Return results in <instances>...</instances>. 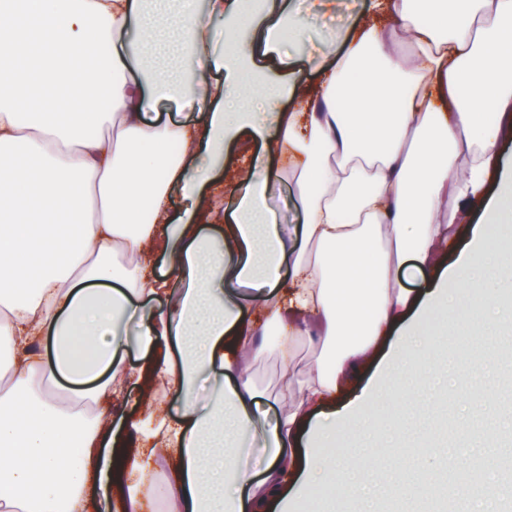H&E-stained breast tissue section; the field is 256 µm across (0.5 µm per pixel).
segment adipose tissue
Instances as JSON below:
<instances>
[{"label": "adipose tissue", "instance_id": "ef3b65f1", "mask_svg": "<svg viewBox=\"0 0 512 512\" xmlns=\"http://www.w3.org/2000/svg\"><path fill=\"white\" fill-rule=\"evenodd\" d=\"M302 31L295 0H0V512H91L96 482L145 512L160 458L166 512L352 502L364 413L336 397L392 330L436 335L432 310L478 268L499 289L458 303V333L488 332L512 288L493 230L512 223V0H370L320 58L289 51ZM166 98L193 120L162 119ZM255 141L226 207L208 186ZM286 177L289 241L266 205ZM261 324L281 363L271 422L250 373ZM131 383L174 395L177 417L113 432Z\"/></svg>", "mask_w": 512, "mask_h": 512}]
</instances>
